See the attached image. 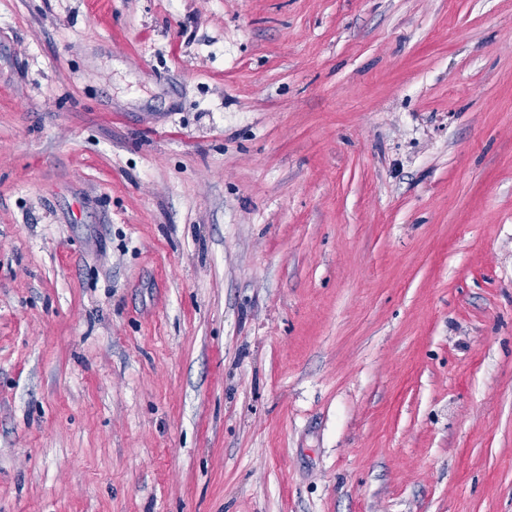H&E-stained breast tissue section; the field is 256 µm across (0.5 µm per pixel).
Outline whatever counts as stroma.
I'll return each mask as SVG.
<instances>
[{
  "label": "stroma",
  "instance_id": "1",
  "mask_svg": "<svg viewBox=\"0 0 512 512\" xmlns=\"http://www.w3.org/2000/svg\"><path fill=\"white\" fill-rule=\"evenodd\" d=\"M0 512H512V0H0Z\"/></svg>",
  "mask_w": 512,
  "mask_h": 512
}]
</instances>
